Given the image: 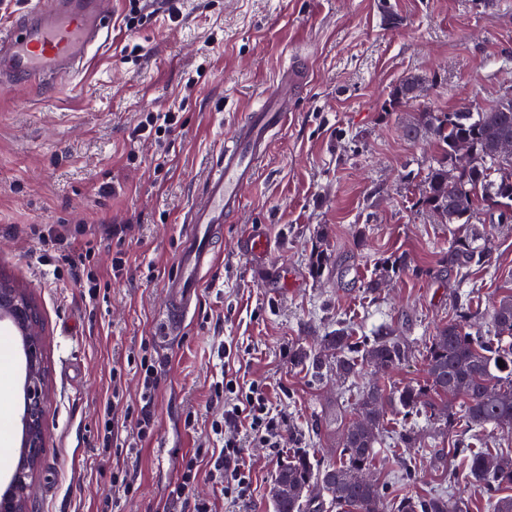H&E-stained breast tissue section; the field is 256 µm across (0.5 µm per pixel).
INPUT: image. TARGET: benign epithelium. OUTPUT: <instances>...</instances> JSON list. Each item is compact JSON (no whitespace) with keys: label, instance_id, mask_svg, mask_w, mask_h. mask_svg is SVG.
I'll use <instances>...</instances> for the list:
<instances>
[{"label":"benign epithelium","instance_id":"7a95c632","mask_svg":"<svg viewBox=\"0 0 512 512\" xmlns=\"http://www.w3.org/2000/svg\"><path fill=\"white\" fill-rule=\"evenodd\" d=\"M8 318L25 335L26 401L21 416L24 432L16 467L0 493V512H30L28 488L42 466L46 448L47 402L40 319L21 288L0 281V318Z\"/></svg>","mask_w":512,"mask_h":512}]
</instances>
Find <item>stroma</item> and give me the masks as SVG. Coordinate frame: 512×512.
Returning <instances> with one entry per match:
<instances>
[{"label":"stroma","mask_w":512,"mask_h":512,"mask_svg":"<svg viewBox=\"0 0 512 512\" xmlns=\"http://www.w3.org/2000/svg\"><path fill=\"white\" fill-rule=\"evenodd\" d=\"M179 17L157 8L142 20L129 0H112L114 23L82 70L25 93H0V280L23 288L44 338L47 447L28 489L31 512H273L270 487L290 449L339 457L356 421V394L381 381L388 390L423 383V357L460 300L478 309L470 329L486 332L492 304L512 294V223L475 210L492 247L491 266L459 277L444 263L451 230L421 204L423 177L436 156L433 138L408 139L420 111L456 112L512 93V0H180ZM137 56H130L132 47ZM295 51L310 55L313 78L288 124L244 190V205L224 227L221 256L195 309L162 335L163 282L184 232L179 216L196 195L212 156L234 123L269 88ZM417 78L416 98L395 92ZM175 109L177 129L160 139L135 136L151 111ZM65 224L94 235L93 262L105 287L85 300L67 278L47 276L32 225ZM125 228L123 243L113 225ZM261 225L271 243L260 262L234 241ZM127 260L110 273L116 248ZM406 267L370 290L384 263ZM353 336L384 330L409 357L385 374L360 364L337 380L293 359L315 352L337 325ZM231 346L228 362L213 352ZM11 410L0 481L20 445L24 354L4 349ZM161 364L151 408L152 435L133 431L140 409L142 354ZM262 386L287 445L247 438L241 463L252 478L243 499L201 473L178 494L192 456L210 457L222 413L212 400L221 377ZM123 424L126 445L97 435L105 406ZM194 425H186V418ZM401 415L388 408L370 473L385 507L405 495L443 493L464 512H488L482 489L454 452V432L420 422V442L397 441Z\"/></svg>","instance_id":"stroma-1"}]
</instances>
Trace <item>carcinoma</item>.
<instances>
[{
	"mask_svg": "<svg viewBox=\"0 0 512 512\" xmlns=\"http://www.w3.org/2000/svg\"><path fill=\"white\" fill-rule=\"evenodd\" d=\"M428 133L435 140L438 156L425 177L422 205L446 224H454L448 246V268L460 273L486 268L491 248L484 232L472 224L473 201L498 216L501 223L512 221V158L501 154L499 145L512 140V97L501 98L475 112L420 113L405 126V134L417 139ZM472 312L460 308L456 319L444 324L426 347L427 378L422 384L407 385L392 393L374 382L362 391L357 407L369 417V427L349 425L344 433L339 459L320 463L298 448L282 461L274 480L288 486V494L273 500L274 512H306L311 500L300 490L317 484L338 512H384L383 494L377 483H361L357 475L369 470L377 443L375 431L384 421V405L395 404L409 426L400 435L404 447L417 442L415 418L427 409L432 420L448 427L453 423L449 403L464 411L468 428L483 431L489 426L512 424V295L499 301L490 314L492 334L483 336L468 330ZM324 352L303 349L293 358L319 369L325 353L336 354L332 370L340 379L353 376L358 359L379 372L405 361L403 342L388 335L362 344L354 341L345 327L323 339ZM503 360L505 367L498 365ZM468 475L483 485L492 512H512V496L498 494L500 487H512V459L471 453ZM397 512H462L458 503L443 495L429 498L405 496Z\"/></svg>",
	"mask_w": 512,
	"mask_h": 512,
	"instance_id": "cac0c4a2",
	"label": "carcinoma"
}]
</instances>
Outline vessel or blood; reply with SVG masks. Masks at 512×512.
Here are the masks:
<instances>
[{"label": "vessel or blood", "instance_id": "b4317fda", "mask_svg": "<svg viewBox=\"0 0 512 512\" xmlns=\"http://www.w3.org/2000/svg\"><path fill=\"white\" fill-rule=\"evenodd\" d=\"M111 29L112 0H27L14 20L0 23V85L15 89L33 78L48 81L82 68ZM308 73L305 61L290 57L259 102L236 122L184 211L182 221L188 229L164 282L163 331H170L190 313L217 261L213 240L241 209L243 190L254 182L259 160L286 126L290 104ZM237 248L240 254L260 260L266 258L269 245L264 232L256 228L238 239Z\"/></svg>", "mask_w": 512, "mask_h": 512}]
</instances>
